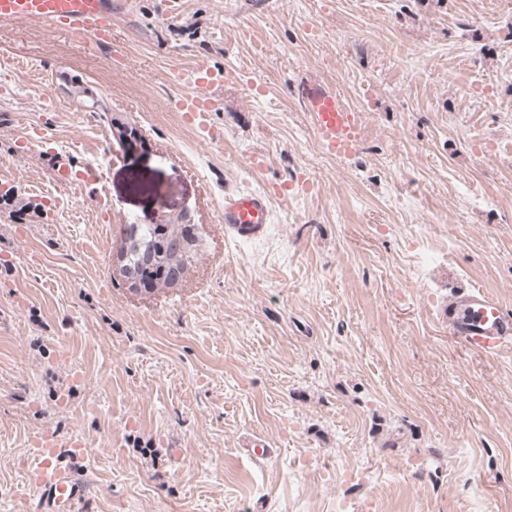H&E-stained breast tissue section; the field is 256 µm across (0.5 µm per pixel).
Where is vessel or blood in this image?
Here are the masks:
<instances>
[{"label":"vessel or blood","instance_id":"obj_1","mask_svg":"<svg viewBox=\"0 0 512 512\" xmlns=\"http://www.w3.org/2000/svg\"><path fill=\"white\" fill-rule=\"evenodd\" d=\"M123 0H0V32L21 27L49 31L65 38H79L100 50L116 47L114 14ZM169 82L178 93L170 101L184 121L207 130L215 101L212 92L224 84L223 74L202 66H175ZM296 96L306 113L322 149L339 160L348 159L362 141L363 120L335 88L311 73L295 83ZM51 171L62 187H80L93 180L88 168L78 165L69 154L52 153ZM271 212L265 195L254 192L225 194L221 219L225 226L243 238L260 236L270 222ZM448 333L474 352L496 357L512 347V310L494 296L476 288H460L442 312ZM82 451L50 434L40 440L34 454L35 468L28 477L48 494L53 512H67L77 493L73 459Z\"/></svg>","mask_w":512,"mask_h":512}]
</instances>
